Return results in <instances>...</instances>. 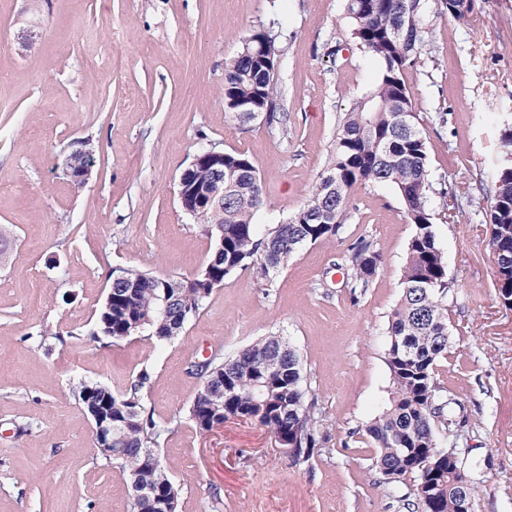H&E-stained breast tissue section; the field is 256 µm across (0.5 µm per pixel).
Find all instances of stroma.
I'll list each match as a JSON object with an SVG mask.
<instances>
[{
  "mask_svg": "<svg viewBox=\"0 0 512 512\" xmlns=\"http://www.w3.org/2000/svg\"><path fill=\"white\" fill-rule=\"evenodd\" d=\"M425 19L430 48L405 80L423 117L451 285L450 348L436 375L464 406L461 456L478 512H512V307L495 290L487 198L512 127V0H474L462 19L426 0ZM261 28L284 49V133L224 109V61ZM378 69L344 0H0V512H131L129 478L97 460L73 386L120 392L144 370L147 407L174 424L158 455L179 512H403L365 432L389 399L388 317L414 231L393 187H357L345 235L296 253L272 287L247 271L227 279L178 336L92 337L113 270L187 280L206 261L213 243L177 196L204 143L251 158L258 221L282 222ZM78 139L95 157L81 187L62 170ZM467 195L449 216L443 197ZM361 235L382 263L354 299L347 249ZM46 328L60 339L39 343ZM267 334L297 350L322 411L326 449L301 465L256 419L205 433L187 420L201 385L191 363Z\"/></svg>",
  "mask_w": 512,
  "mask_h": 512,
  "instance_id": "stroma-1",
  "label": "stroma"
}]
</instances>
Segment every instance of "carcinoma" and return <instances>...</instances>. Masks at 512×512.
<instances>
[{
  "label": "carcinoma",
  "instance_id": "obj_1",
  "mask_svg": "<svg viewBox=\"0 0 512 512\" xmlns=\"http://www.w3.org/2000/svg\"><path fill=\"white\" fill-rule=\"evenodd\" d=\"M437 13L456 19L472 10V0H437ZM352 37L379 62L371 91L341 118L327 167L320 172L302 203L283 222L255 224L264 200L258 172L251 159L237 151L224 152V170L239 173L235 189L224 193V214L197 209L191 219L207 227L224 220V250L213 246L206 265L193 279L181 281L170 301L173 278L129 270L137 288L111 283L112 306L100 309L98 335L114 343L150 331L159 339L180 334L213 292L210 279H229L250 271L265 283L270 272L288 265L294 244L333 240L345 232L344 218L356 187L393 186L415 230L408 241L401 277L400 299L389 319L386 363L390 373L389 405L366 433L376 447L375 468L388 480V496L407 512H460L456 490L448 488L460 474L471 478L466 487L474 496V472L457 452L458 434L448 417V390L436 377L438 362L448 355L447 266L432 229L428 206L430 151L420 132L421 117L410 96L405 71L429 44L422 0H346ZM282 48L263 29L254 31L236 56L224 64V109L246 121L257 117L267 124H284L275 68ZM409 122L401 123L402 111ZM502 162L490 197V239L499 247L495 272L500 299L512 298V130L501 139ZM336 178V194H324L327 177ZM324 210L334 212L328 224H308L299 218ZM380 254L373 240L360 236L349 246L351 294L373 282ZM150 378L141 371L138 381L122 392L91 380L78 381L73 392L81 405L88 393L112 404V419L125 421L123 437L115 443L118 456L99 458L129 478L148 479L156 497L141 505L142 512H177L180 491L164 470L152 462L169 427L156 422L141 389ZM199 378L201 387L189 409V420L200 432L232 418H256L286 448L295 444L292 460L308 461L324 446L319 433L322 412L307 400L301 359L280 336L256 339L231 355L217 354Z\"/></svg>",
  "mask_w": 512,
  "mask_h": 512
}]
</instances>
